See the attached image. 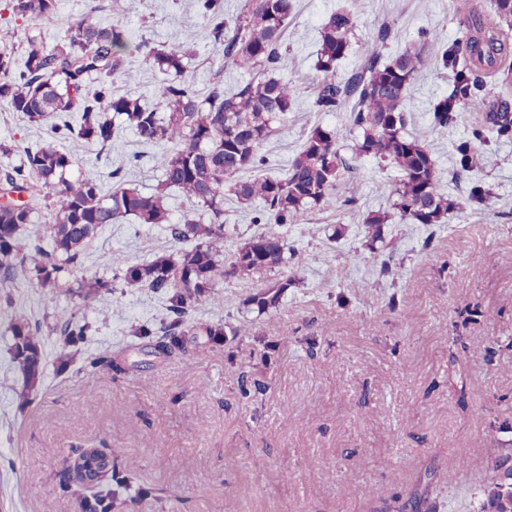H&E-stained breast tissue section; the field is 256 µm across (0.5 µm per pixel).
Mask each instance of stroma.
<instances>
[{
  "label": "stroma",
  "mask_w": 512,
  "mask_h": 512,
  "mask_svg": "<svg viewBox=\"0 0 512 512\" xmlns=\"http://www.w3.org/2000/svg\"><path fill=\"white\" fill-rule=\"evenodd\" d=\"M350 0H296L284 44L297 87L288 122L263 146L267 174L287 168L313 126L344 127L346 110L312 106L319 28ZM119 19L133 42L158 48L184 43L193 53L187 77L198 87L225 89L248 79L225 65L196 0H119ZM390 36L379 42V27ZM468 34L452 0H368L358 16L349 55L336 65L346 79L372 52L391 56ZM448 71L425 66L405 104L410 134L425 139L449 197L461 203L448 224H404L391 217L369 243L368 213L390 210L399 172L359 159L332 210H311L279 227L303 254L301 266L276 268L272 279L298 277L276 310L261 313L251 298L261 285L224 282V305L197 304L202 320L248 321L251 335L188 346L159 357L137 347L134 326L162 324L163 299L146 288L117 286L83 308L93 326L88 349H110L125 374L58 373L59 338L44 337L43 382L28 404L10 354L9 318L0 315V512H79L59 485L67 460L87 446L104 449L118 467L136 469L154 497L120 512H386L393 496L417 499L419 512H481L484 462L512 456V141L478 144L474 173L489 187L487 209L466 203L467 183L453 176L452 145L480 122L431 124L433 102L448 93ZM49 126L30 125L0 103V170L18 152L50 139ZM160 149L131 131L107 149L84 144L78 169L103 177L122 169L146 192L161 178ZM496 218H489V211ZM165 225L129 221L103 226L88 246V274L112 276L113 260L132 263L172 252ZM394 252L395 278H379L376 258ZM14 311L50 326L74 298H47L28 284L12 288ZM123 318L112 317L114 303ZM260 386L240 399L241 382ZM471 476L449 482L460 461Z\"/></svg>",
  "instance_id": "35a3bbf8"
}]
</instances>
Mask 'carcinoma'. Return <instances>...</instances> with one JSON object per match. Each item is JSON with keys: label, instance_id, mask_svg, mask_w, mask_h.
<instances>
[{"label": "carcinoma", "instance_id": "cac0c4a2", "mask_svg": "<svg viewBox=\"0 0 512 512\" xmlns=\"http://www.w3.org/2000/svg\"><path fill=\"white\" fill-rule=\"evenodd\" d=\"M209 20V38L223 48L224 62L252 74L227 92L217 81L202 94L185 78L191 51L181 42L160 48L147 42L131 45L127 28L119 21L102 22V9L90 0L87 9L68 22L63 38L46 46L42 25L58 15V0H7L13 16L33 25L25 34L20 57L0 49V100L7 102L32 126L53 122L52 139L25 147L19 163L0 174V281L16 280L39 288L54 298L63 288L81 304L96 301L115 288V281L148 288L167 303L171 320L159 327L143 323L134 328L137 338L158 355L183 351L186 345H207L224 336V321H198L196 304L224 306L220 287L231 277L256 278L263 290L253 302L261 312L278 307L284 288L296 285L290 278L269 280L267 274L288 262L285 238L260 233L240 243L224 258V200L255 207V224H296L310 209H329L345 175L354 170L339 146L342 131L313 128L299 152L279 176L264 175L267 166L262 147L278 126L288 122L297 97L285 66L283 39L294 0H247L243 11L229 19L223 0H197ZM355 10L331 13L319 31L315 68L320 73L313 106L334 112L354 101L350 126L356 131L352 156L387 161L400 171L392 192V210L400 221L445 224L460 211L459 203L444 191L435 158L425 142L406 132L405 103L419 71L428 63L453 74L448 95L433 106L432 124L446 128L463 108L481 111L485 78L501 76L512 86V68L501 64L512 48L502 39L501 25L512 29V0H493L498 22L484 23L469 3H454L467 15L472 30L462 43L427 42L426 53L404 50L387 60L372 54L365 65L346 80H336V64L350 49L354 19L367 12V0H356ZM145 52L149 67L167 76L158 102L144 104L133 89L139 76L128 64L132 52ZM129 87L118 95L116 82ZM126 129L145 145L161 146L157 158L161 180L146 193L125 179L121 169L108 173L109 186L97 179L74 174L76 148L83 142L112 145ZM512 139V107L500 101L472 127L471 135L454 145V173L464 179L478 164L475 143L489 137ZM67 141L70 147L58 145ZM178 190L192 206L193 216L173 222L165 201L167 191ZM490 189L479 180L470 182L468 199L485 204ZM51 217L44 225L33 223L35 210ZM132 218L140 224H165L175 242L190 247L156 256L149 262H116L111 278L80 275L86 250L98 230ZM387 216L376 212L364 219L367 237L375 242ZM12 361L24 385L19 398L27 400L45 373L40 322L24 315L11 317ZM50 331L60 336V369L80 363L94 374L104 368L122 372L112 353L82 349L91 325L76 309L55 318ZM503 460L484 465L482 512H512V491L501 474ZM97 468L96 479L86 482L83 471ZM80 512H113L119 501L149 496L152 491L135 485L136 474L117 476V466L100 448H83L72 460Z\"/></svg>", "mask_w": 512, "mask_h": 512}]
</instances>
